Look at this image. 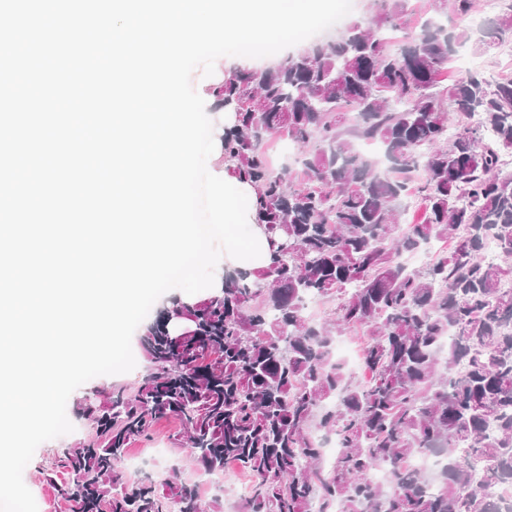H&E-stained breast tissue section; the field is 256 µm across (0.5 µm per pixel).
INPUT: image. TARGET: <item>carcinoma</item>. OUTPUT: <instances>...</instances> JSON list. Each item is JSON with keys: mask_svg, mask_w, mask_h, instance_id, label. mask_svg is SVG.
<instances>
[{"mask_svg": "<svg viewBox=\"0 0 512 512\" xmlns=\"http://www.w3.org/2000/svg\"><path fill=\"white\" fill-rule=\"evenodd\" d=\"M405 2L371 0L336 39L235 67L214 90L233 112L224 161L255 188L269 263L159 310L139 336L142 383L80 402L94 434L62 450L72 478L45 474L68 512H217L219 497L194 482H130L119 470L165 416L199 470L253 476L244 512H512V78L470 70L440 87L469 39L473 0H431L420 34L392 49ZM450 10L456 31L442 24ZM488 34L512 42V4ZM283 133L301 149L298 186L264 148ZM413 196L424 216L404 224ZM489 238L494 262L482 258ZM432 240L451 248L423 269L398 260ZM309 297L336 298L332 318L309 319ZM177 314L189 321L179 338ZM356 328L366 329L363 382L331 354ZM326 435L339 443L328 467ZM432 451L446 455L435 491L409 465ZM381 465L386 483L372 478Z\"/></svg>", "mask_w": 512, "mask_h": 512, "instance_id": "1", "label": "carcinoma"}]
</instances>
